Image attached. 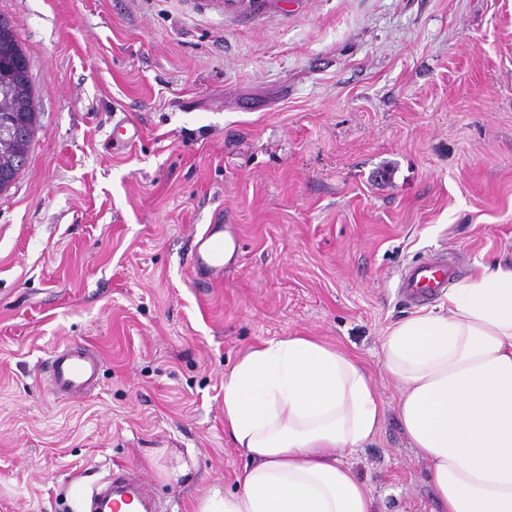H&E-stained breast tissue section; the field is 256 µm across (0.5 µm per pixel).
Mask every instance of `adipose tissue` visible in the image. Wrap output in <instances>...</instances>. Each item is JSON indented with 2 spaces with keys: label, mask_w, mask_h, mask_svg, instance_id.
I'll list each match as a JSON object with an SVG mask.
<instances>
[{
  "label": "adipose tissue",
  "mask_w": 512,
  "mask_h": 512,
  "mask_svg": "<svg viewBox=\"0 0 512 512\" xmlns=\"http://www.w3.org/2000/svg\"><path fill=\"white\" fill-rule=\"evenodd\" d=\"M446 299L382 342L396 414L443 512H512V265H479ZM382 420L356 357L309 336L254 347L224 377V430L251 464L198 512H371L344 453Z\"/></svg>",
  "instance_id": "1"
}]
</instances>
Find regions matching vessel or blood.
<instances>
[{
	"mask_svg": "<svg viewBox=\"0 0 512 512\" xmlns=\"http://www.w3.org/2000/svg\"><path fill=\"white\" fill-rule=\"evenodd\" d=\"M194 269L219 272L224 268V227L209 225L199 235L192 253ZM451 276L446 261L428 260L409 267L401 276L402 295L414 302L430 300L441 295ZM101 358L77 347L56 352L50 361L49 384L67 397L85 395L97 380ZM138 489L132 483L108 480L104 489L93 496V512H120L122 504L136 497Z\"/></svg>",
	"mask_w": 512,
	"mask_h": 512,
	"instance_id": "vessel-or-blood-1",
	"label": "vessel or blood"
}]
</instances>
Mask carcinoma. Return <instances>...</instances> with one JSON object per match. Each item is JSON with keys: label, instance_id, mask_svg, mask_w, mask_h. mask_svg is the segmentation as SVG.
<instances>
[{"label": "carcinoma", "instance_id": "1", "mask_svg": "<svg viewBox=\"0 0 512 512\" xmlns=\"http://www.w3.org/2000/svg\"><path fill=\"white\" fill-rule=\"evenodd\" d=\"M26 55L12 22L0 15V192L10 187L26 164L37 129Z\"/></svg>", "mask_w": 512, "mask_h": 512}]
</instances>
